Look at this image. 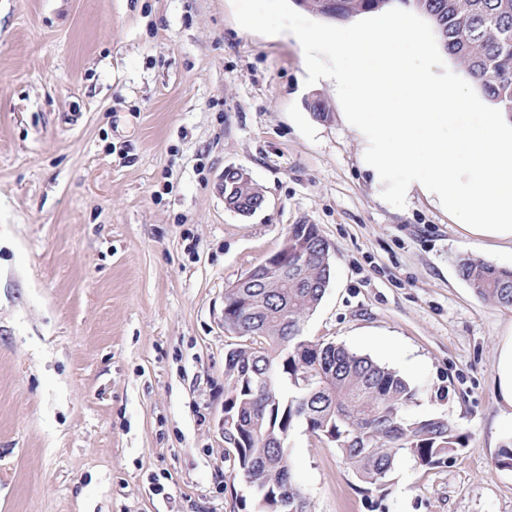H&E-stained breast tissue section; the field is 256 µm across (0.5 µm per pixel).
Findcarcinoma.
<instances>
[{
	"label": "carcinoma",
	"instance_id": "cac0c4a2",
	"mask_svg": "<svg viewBox=\"0 0 512 512\" xmlns=\"http://www.w3.org/2000/svg\"><path fill=\"white\" fill-rule=\"evenodd\" d=\"M300 9L342 24L402 8L423 17L441 49L464 66L498 112L512 113V0H292ZM228 206L248 214L260 198L253 181L225 174ZM288 274L281 288L251 279L224 292V308L253 332L227 352L225 424L238 447L228 449L234 476L259 489L257 512H296L312 505L295 482L288 450L302 421L335 448L365 492L385 494L402 461L431 469L466 449L469 436L445 415L410 414L417 391L370 355L303 336L305 319L331 280L329 244L315 224L288 228ZM461 279L480 299L512 307V270L459 261Z\"/></svg>",
	"mask_w": 512,
	"mask_h": 512
}]
</instances>
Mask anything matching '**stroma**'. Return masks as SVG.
Wrapping results in <instances>:
<instances>
[{"label":"stroma","instance_id":"35a3bbf8","mask_svg":"<svg viewBox=\"0 0 512 512\" xmlns=\"http://www.w3.org/2000/svg\"><path fill=\"white\" fill-rule=\"evenodd\" d=\"M405 19L434 78L467 83ZM349 26L292 0H0V512H255L218 428L224 290L293 224L333 246L304 336L390 366L414 415L469 435L445 464L401 463L382 497L297 424L314 512H512L494 380L512 308L457 272L512 254L375 190L336 80ZM230 165L264 195L253 215L224 205Z\"/></svg>","mask_w":512,"mask_h":512}]
</instances>
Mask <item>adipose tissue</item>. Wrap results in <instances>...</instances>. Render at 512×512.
I'll list each match as a JSON object with an SVG mask.
<instances>
[{"instance_id":"1","label":"adipose tissue","mask_w":512,"mask_h":512,"mask_svg":"<svg viewBox=\"0 0 512 512\" xmlns=\"http://www.w3.org/2000/svg\"><path fill=\"white\" fill-rule=\"evenodd\" d=\"M411 41L405 23L387 17L337 44L349 60L337 79L353 95L345 119L364 145L362 166L390 201L420 191L465 237L512 250V114L463 118L466 89L436 81L405 51Z\"/></svg>"}]
</instances>
